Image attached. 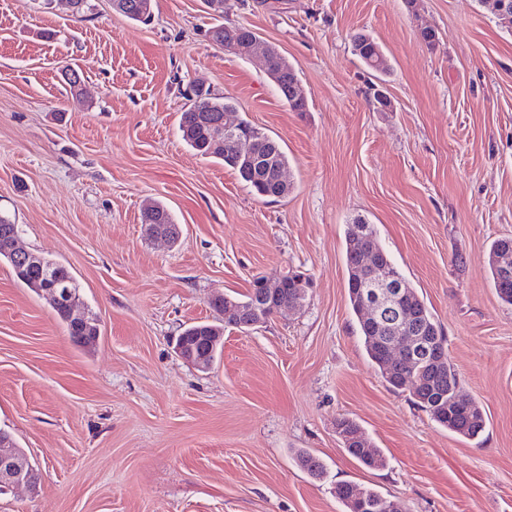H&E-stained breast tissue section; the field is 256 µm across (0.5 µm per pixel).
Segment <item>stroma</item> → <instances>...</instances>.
Listing matches in <instances>:
<instances>
[{
  "instance_id": "stroma-1",
  "label": "stroma",
  "mask_w": 512,
  "mask_h": 512,
  "mask_svg": "<svg viewBox=\"0 0 512 512\" xmlns=\"http://www.w3.org/2000/svg\"><path fill=\"white\" fill-rule=\"evenodd\" d=\"M90 2L79 17L67 0H0V215L69 268L100 328L75 344L0 261V430L39 467L36 490L1 494L0 512H343L342 482L406 512H512V305L485 269L512 238V29L491 0H224L223 23L295 67L302 112L257 61L207 41L204 0H152L147 25ZM357 33L381 45L382 79ZM197 80L280 142L288 196L257 197L182 141ZM375 83L390 110L374 108ZM154 202L176 244L145 236ZM358 218L441 324L484 411L477 438L436 424L369 359L345 263ZM291 267L312 280L303 307L225 329L209 370L176 355L186 327L220 323L215 295ZM343 417L384 466L347 455ZM366 34H357L352 40L353 52L364 65L378 74H385L389 70L388 60L380 44L374 39L369 40ZM371 38V37H369Z\"/></svg>"
}]
</instances>
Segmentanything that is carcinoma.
Segmentation results:
<instances>
[{
	"instance_id": "carcinoma-1",
	"label": "carcinoma",
	"mask_w": 512,
	"mask_h": 512,
	"mask_svg": "<svg viewBox=\"0 0 512 512\" xmlns=\"http://www.w3.org/2000/svg\"><path fill=\"white\" fill-rule=\"evenodd\" d=\"M353 52L364 65L371 71L384 74L389 70L388 60L380 44L375 40H369L359 33L352 40ZM270 68L281 72L280 83L276 90L281 99L295 112H303L306 109L307 100L291 101L288 98V86L297 74L288 70V62L283 55L276 51L270 57ZM194 97L190 98L191 105L181 113L179 131L184 143L196 154L204 157L218 159L224 166L230 168L238 176L239 180L257 195L265 198H284L288 195L289 188L276 182L272 172L280 167H288V159L280 143L253 126L250 121L236 115V108L224 98L213 93L205 87L204 82L197 81L192 85ZM234 114L237 128L243 135H249L259 141L261 153L266 158V163H254V160L240 155L231 145L224 144L221 151L212 150L211 131L218 117L225 111ZM364 243L375 249L381 260L390 267L397 276L401 272L394 264L391 256L382 246L375 225L358 218L346 225V267L348 272V293L350 305L356 316L360 335L363 338L364 347L370 360L378 367L383 368L384 344L389 341L390 335L381 328L376 327L363 319L360 310L358 296L353 292L351 280L363 276V269L359 260L354 256L353 243ZM9 263L16 279L26 277L28 279L41 277L42 267L30 264L22 268L15 264L12 257L0 250V260ZM487 269L490 279L499 298L512 305V239H500L495 241L490 248ZM303 272L296 269L281 274L283 288L281 293L288 298L297 296L300 289L305 287L301 281ZM404 303L412 306L419 314L420 328L424 335L434 340H447L440 324L437 323L423 299L418 293L413 292L405 298ZM208 323H197L183 330L187 336V343L195 348L206 347L204 343L207 335ZM407 373L398 369L384 377L385 382L397 391H407L413 397L414 402L439 425L459 436L472 439L484 431L485 417L481 407L473 403L469 406L456 404L455 396L460 390V379L451 362L447 361L439 366L427 365L419 373L421 387L414 390L406 385ZM340 434L348 440L353 449L348 454L361 464H366V458L380 454L377 448L364 449L359 437L364 435L359 424L349 418H341L336 423ZM300 467L311 477L321 479L325 475L324 465L321 460L307 452L298 456ZM336 498L344 507V512H360L361 505L358 499L362 498L370 508L368 512H386V497L377 491L344 482L336 485Z\"/></svg>"
}]
</instances>
